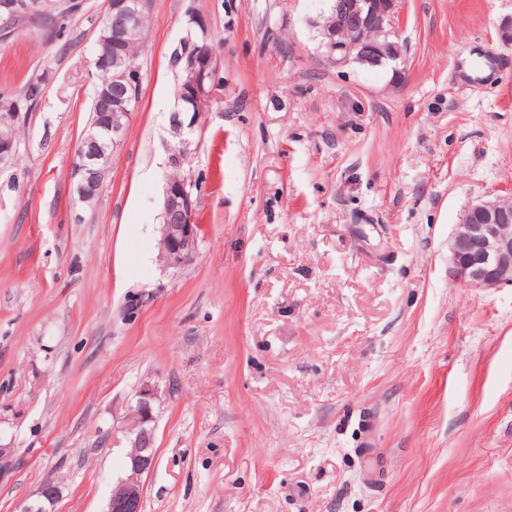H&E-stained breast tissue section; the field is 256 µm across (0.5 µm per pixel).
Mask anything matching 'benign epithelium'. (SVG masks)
<instances>
[{"label":"benign epithelium","mask_w":512,"mask_h":512,"mask_svg":"<svg viewBox=\"0 0 512 512\" xmlns=\"http://www.w3.org/2000/svg\"><path fill=\"white\" fill-rule=\"evenodd\" d=\"M400 0H329L319 27L320 49L338 64L357 63L377 67L398 60L402 45L394 40ZM144 0H107L105 23L97 32L101 47L95 62L101 64L105 51L119 58L132 41L142 39L138 19ZM182 111L202 112L214 95L208 83L213 64L212 50L202 46L182 57ZM141 72L128 67L113 80L112 87L95 89L96 101L108 107L99 125H90L81 140L78 157L72 163L73 192L89 201L99 191V172L108 160L102 130L117 141L126 131L131 104H139ZM160 228V261L178 269L192 259L198 239L193 192L183 179H168L163 194ZM454 277L468 288L492 289L512 284V197L479 202L462 215L450 242ZM154 392L143 388L128 408L123 430L129 435L128 475L112 485L106 512H143V491L139 477L154 469ZM22 458L10 448H0V476L16 468ZM61 495L59 485L45 480L35 497L22 501L15 512H54Z\"/></svg>","instance_id":"benign-epithelium-1"}]
</instances>
